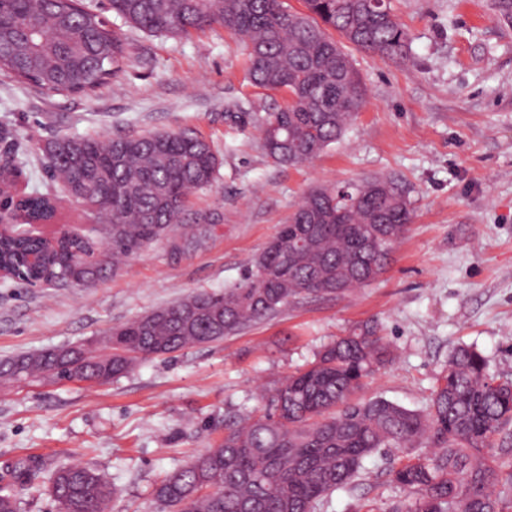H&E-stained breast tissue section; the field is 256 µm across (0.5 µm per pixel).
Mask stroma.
<instances>
[{"label": "stroma", "mask_w": 512, "mask_h": 512, "mask_svg": "<svg viewBox=\"0 0 512 512\" xmlns=\"http://www.w3.org/2000/svg\"><path fill=\"white\" fill-rule=\"evenodd\" d=\"M118 30L128 61L95 92L47 93L0 73V141L19 194L44 190L42 145L60 136L190 129L221 165L193 193L181 228L91 286L0 282V359L83 343L196 290L237 283L313 188L371 177L395 180L413 208L384 272L354 293L300 298L280 313L173 357L138 361L104 384L0 381V465L39 455L87 464L116 493L110 512H158L153 484L216 447L225 424L262 408V393L312 361L333 337L377 322L397 352L359 392L425 409L458 345L484 353L512 378V15L496 0H392L411 39L405 60L350 49L367 103L343 137L301 165L266 156L252 116L288 96L248 79L243 42L217 27L152 35L86 0ZM60 224L104 239L81 204L56 191ZM209 225L200 241L184 227ZM402 452L365 462L357 485L320 512H391L409 500L391 470Z\"/></svg>", "instance_id": "stroma-1"}]
</instances>
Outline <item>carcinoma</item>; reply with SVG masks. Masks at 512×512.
Masks as SVG:
<instances>
[{"label": "carcinoma", "instance_id": "obj_1", "mask_svg": "<svg viewBox=\"0 0 512 512\" xmlns=\"http://www.w3.org/2000/svg\"><path fill=\"white\" fill-rule=\"evenodd\" d=\"M111 0L125 23L150 34L188 35L218 26L239 38L253 85L284 90L288 104L260 118L262 148L298 165L338 141L365 106L367 89L344 44L404 60L409 38L386 0ZM337 32L332 39L327 29ZM121 37L81 0H0V72L42 89L88 95L121 71ZM51 178L98 221L103 256L80 236L52 242L0 239V267L20 281L105 279L179 222L188 196L212 185L219 159L194 132L62 137L41 148ZM53 198L33 193L18 206L32 221L51 216ZM410 201L398 184L372 178L303 199L240 281L222 292L198 290L108 331L122 349L83 346L0 360V378L103 384L138 360L218 342L273 317L298 298L337 297L374 281L407 232ZM395 361L374 323H364L319 351L304 370L264 396L268 409L225 427L224 440L155 484L160 512H317L351 486L364 460L381 448L432 453L405 458L392 480L416 498L395 512H499L492 486L497 452H512V379L490 373L485 356L459 346L448 357L423 412L381 397L354 401L374 373ZM49 473L58 512H106L112 486L82 464L58 467L41 457L0 475V512H21L15 484Z\"/></svg>", "mask_w": 512, "mask_h": 512}]
</instances>
